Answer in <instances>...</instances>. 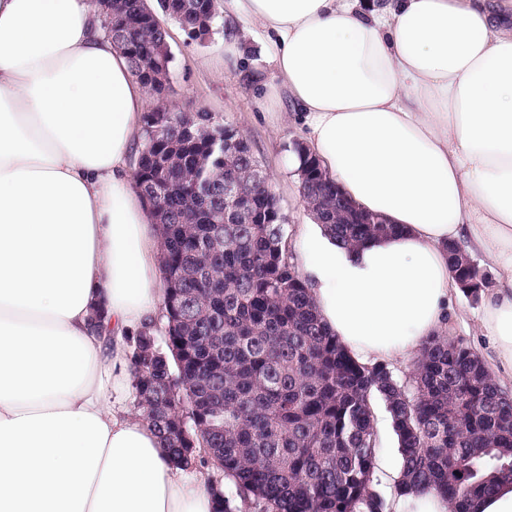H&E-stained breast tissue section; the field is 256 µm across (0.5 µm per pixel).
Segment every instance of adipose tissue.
<instances>
[{
    "label": "adipose tissue",
    "mask_w": 512,
    "mask_h": 512,
    "mask_svg": "<svg viewBox=\"0 0 512 512\" xmlns=\"http://www.w3.org/2000/svg\"><path fill=\"white\" fill-rule=\"evenodd\" d=\"M223 6L270 41L305 151L397 227L301 229L328 330L363 364L417 357L448 333L456 243L495 275L479 332L512 379V0ZM147 98L89 0H0V512H212L120 400L164 296L130 168Z\"/></svg>",
    "instance_id": "adipose-tissue-1"
}]
</instances>
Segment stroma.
Instances as JSON below:
<instances>
[{
	"label": "stroma",
	"mask_w": 512,
	"mask_h": 512,
	"mask_svg": "<svg viewBox=\"0 0 512 512\" xmlns=\"http://www.w3.org/2000/svg\"><path fill=\"white\" fill-rule=\"evenodd\" d=\"M169 45L174 57L168 102L173 111L212 113L248 141L262 169L269 175L286 220V235L297 241L299 225L310 213L299 183L288 172V156L302 140L299 126L281 117L277 78L267 43L245 39L236 56H227L228 39L223 17H216L205 42L189 39L175 23H168ZM481 302L456 292L450 313L451 339L464 340L479 356L488 352L477 331Z\"/></svg>",
	"instance_id": "1"
}]
</instances>
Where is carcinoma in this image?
<instances>
[{
    "mask_svg": "<svg viewBox=\"0 0 512 512\" xmlns=\"http://www.w3.org/2000/svg\"><path fill=\"white\" fill-rule=\"evenodd\" d=\"M192 39L209 32L216 0H173ZM112 18L132 76L154 100L143 147L163 165L138 168V188L160 232L168 330L130 338L135 409L189 469L209 455L214 512H384L374 485L378 448L371 396L391 416L402 459L398 495L435 489L449 512H473L500 480H512V393L463 340L433 336L413 371L353 359L321 322L291 254L279 201L258 182L253 152L230 156L209 112L173 111L167 0H90ZM303 201L328 233L357 247L391 234L362 224L317 162L303 158ZM238 193L224 196V184ZM448 247L455 278L473 298L488 280Z\"/></svg>",
    "mask_w": 512,
    "mask_h": 512,
    "instance_id": "1",
    "label": "carcinoma"
}]
</instances>
